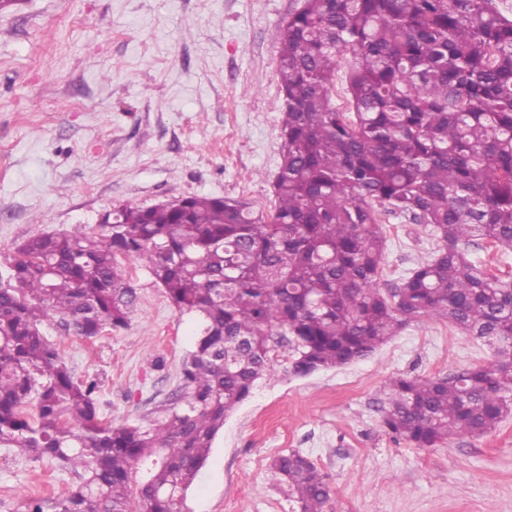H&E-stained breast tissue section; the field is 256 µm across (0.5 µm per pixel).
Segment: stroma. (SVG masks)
<instances>
[{
    "mask_svg": "<svg viewBox=\"0 0 512 512\" xmlns=\"http://www.w3.org/2000/svg\"><path fill=\"white\" fill-rule=\"evenodd\" d=\"M304 0H22L0 10V268L48 232L92 233L101 214L186 196L268 211L279 171L278 36ZM381 288L434 247L428 227L382 213ZM129 325L86 339L45 325L78 378H98L113 424L170 399L197 325L135 259ZM448 322L415 319L369 357L307 377L276 348L269 375L225 421L186 512H295L269 470L288 450L330 479L325 512H512V414L435 448L395 440L380 399L401 373L487 360ZM71 474L0 448V512L54 499Z\"/></svg>",
    "mask_w": 512,
    "mask_h": 512,
    "instance_id": "1",
    "label": "stroma"
}]
</instances>
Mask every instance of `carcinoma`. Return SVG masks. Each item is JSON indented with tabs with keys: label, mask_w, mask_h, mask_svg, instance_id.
Here are the masks:
<instances>
[{
	"label": "carcinoma",
	"mask_w": 512,
	"mask_h": 512,
	"mask_svg": "<svg viewBox=\"0 0 512 512\" xmlns=\"http://www.w3.org/2000/svg\"><path fill=\"white\" fill-rule=\"evenodd\" d=\"M281 165L264 214L243 198L119 206L85 234L20 243L0 272V448L75 481L25 512H183L224 421L291 349L299 377L368 357L409 319L448 322L490 357L392 378L385 430L416 448L483 435L512 413V274L470 260L472 238L512 251V17L496 0H304L279 37ZM351 56L349 108L331 103ZM436 246L388 292L379 210ZM141 262L198 324L172 400L145 426L100 413L43 333L129 324L117 258ZM297 512H324L325 475L291 450L269 464Z\"/></svg>",
	"instance_id": "obj_1"
}]
</instances>
